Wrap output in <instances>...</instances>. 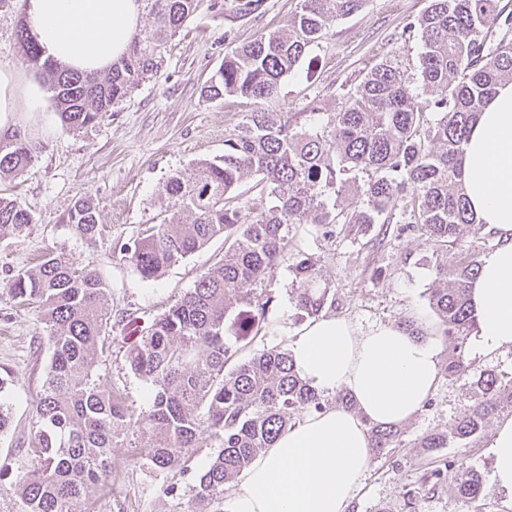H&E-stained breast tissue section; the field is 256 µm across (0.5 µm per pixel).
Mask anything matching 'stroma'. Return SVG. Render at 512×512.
I'll use <instances>...</instances> for the list:
<instances>
[{"instance_id": "1", "label": "stroma", "mask_w": 512, "mask_h": 512, "mask_svg": "<svg viewBox=\"0 0 512 512\" xmlns=\"http://www.w3.org/2000/svg\"><path fill=\"white\" fill-rule=\"evenodd\" d=\"M298 0H265L261 14L232 19L200 7L172 40L165 65L156 79L141 84L130 98L103 114L83 132L63 126L54 105L42 117L47 130L33 134L37 156L19 176L0 182V189L17 197L34 222L20 235L0 236V286L17 271L34 267L48 252L64 253L75 266L96 271L108 286L114 311L135 313L148 325L173 305L200 274L220 257L223 237H215L164 275L141 280L117 249L135 239L165 210L164 185L177 171L224 152V136L248 112L253 100H208L202 91L224 63L230 49L260 33L286 27ZM428 0H367L357 13L330 20L322 39L309 48L279 91L278 109L298 114L300 121L319 124L338 111L347 91L368 69L396 54L417 60V40L403 39L404 26L418 17ZM19 13L0 8V66L25 69L41 86L45 73L25 67L15 39ZM91 197L98 207L100 231L93 240L77 235L62 221L72 203ZM377 226L326 234L314 224L293 227L288 252L317 259L323 278L336 298L331 313L360 329L415 321L427 335L437 336L440 358L450 344L437 335L439 320L429 306L437 284L435 246L424 231H390L378 239ZM289 259L277 265L267 283L274 298L263 337L250 344L255 354L276 346L287 349L301 326L292 300ZM51 352L43 335L38 306L18 307L0 299V374H9L11 425L0 434V466L9 478L0 480V512H16L14 483L26 469L36 427L35 404L50 365ZM473 374L438 378L429 407L401 425L402 444L386 455H372L371 465L350 512H512V492L493 481L490 443L497 423L512 418V401L504 400L487 418L482 431L468 444L449 442L437 460L450 461L436 490L421 489V437L447 430L467 413L475 397L474 374L490 370L512 376V348L494 357L469 355ZM102 385L120 390L134 412L150 403L152 386L129 368L121 340L111 342L99 359ZM482 475L478 500L456 491L462 471ZM169 474L155 472L126 445L112 450V476L90 501L87 512H188L190 475L180 479L183 493L167 497L162 486Z\"/></svg>"}]
</instances>
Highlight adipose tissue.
Instances as JSON below:
<instances>
[{
	"label": "adipose tissue",
	"instance_id": "adipose-tissue-1",
	"mask_svg": "<svg viewBox=\"0 0 512 512\" xmlns=\"http://www.w3.org/2000/svg\"><path fill=\"white\" fill-rule=\"evenodd\" d=\"M141 0H27L26 19L46 55L65 66L101 73L127 50L141 27ZM44 110L33 79L0 67V136ZM463 179L470 207L496 233L470 286L474 349L512 347V82L499 86L474 122ZM294 368L316 393L344 391L356 411L330 407L299 418L233 483L227 512H348L371 462L368 427L396 425L416 414L438 374L435 339L379 324L360 331L323 316L289 342ZM493 477L512 492V418L494 432Z\"/></svg>",
	"mask_w": 512,
	"mask_h": 512
}]
</instances>
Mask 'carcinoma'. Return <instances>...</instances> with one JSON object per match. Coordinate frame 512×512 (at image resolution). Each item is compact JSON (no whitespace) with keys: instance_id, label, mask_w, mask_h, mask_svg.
<instances>
[{"instance_id":"1","label":"carcinoma","mask_w":512,"mask_h":512,"mask_svg":"<svg viewBox=\"0 0 512 512\" xmlns=\"http://www.w3.org/2000/svg\"><path fill=\"white\" fill-rule=\"evenodd\" d=\"M233 19L262 13L265 0H142L150 28L133 36L128 52L104 78L69 70L44 56L25 22L15 37L24 62L51 79L50 92L61 121L72 131L95 125L102 114L130 97L162 70L169 42L203 2ZM366 0H298L288 28L260 34L224 56L205 87L210 100L244 97L257 103L224 137V154L195 162L165 184L163 218L144 229L120 252L141 279L150 281L224 236V257L201 274L193 288L156 318L141 335L124 337L131 371L151 383L150 406L129 411L117 390L105 389L95 374L108 329H128L134 319L112 315L107 285L99 274L78 268L62 253L13 275L8 300L43 310V331L51 361L36 404L35 448L27 471L16 481L17 512H82L108 481L112 448L140 450L160 473H192L188 449L207 437L218 448L207 468L194 474L191 512H224V490L292 425L293 416L324 409L317 394L293 369L289 352L272 347L233 362L261 337L272 297L266 280L288 255L297 224L341 226L409 224L448 249L469 228L483 229L467 208L462 181L464 144L477 112L499 84L512 81V4L502 0H428L408 22L402 37L417 35L422 52L413 71L396 56L370 67L347 92V101L321 125L298 127L297 115L272 110L281 82L325 33L328 21L358 12ZM438 97L423 106L408 90L411 79ZM434 122L424 125V114ZM35 148L17 131L0 139V179L15 178L34 160ZM254 179L258 201L244 212L236 190ZM360 197L352 212L338 200L349 190ZM192 221L185 223L183 218ZM30 211L16 198L0 196V232H25ZM63 223L92 240L98 233L97 206L78 198ZM480 262L443 260L429 304L451 340L441 368L445 377L468 374L464 341L475 328L468 303ZM294 303L302 319L334 305L331 286L316 260L298 253L291 266ZM231 328H226L227 319ZM0 377V433L9 423ZM512 377L485 371L476 383L471 412L448 429L424 436L419 448L430 457L452 440L480 433ZM371 447L385 453L400 445L396 426H369ZM146 439L143 445L137 439ZM482 475L465 471L459 496L477 499Z\"/></svg>"}]
</instances>
